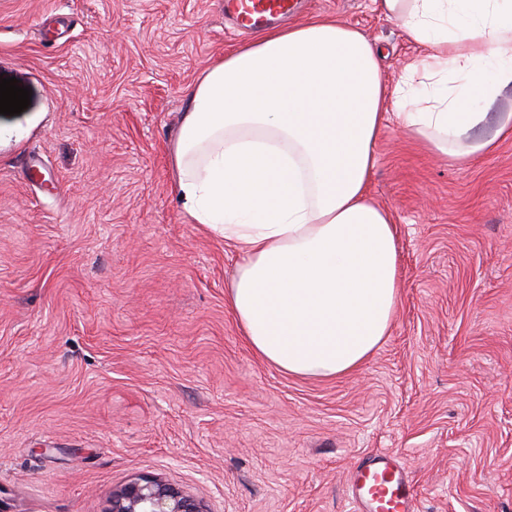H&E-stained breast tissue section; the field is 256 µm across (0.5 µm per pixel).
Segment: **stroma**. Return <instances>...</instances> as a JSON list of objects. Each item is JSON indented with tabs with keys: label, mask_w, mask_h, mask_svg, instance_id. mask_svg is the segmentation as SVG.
<instances>
[{
	"label": "stroma",
	"mask_w": 512,
	"mask_h": 512,
	"mask_svg": "<svg viewBox=\"0 0 512 512\" xmlns=\"http://www.w3.org/2000/svg\"><path fill=\"white\" fill-rule=\"evenodd\" d=\"M382 50L424 47L371 0H309ZM244 39L224 0H0V512H107L162 478L211 512H354L394 453L415 512H512V140L466 166L387 123L372 201L397 229L399 304L369 358L293 376L226 299L238 248L193 223L169 147L199 74Z\"/></svg>",
	"instance_id": "1"
}]
</instances>
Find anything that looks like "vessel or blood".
I'll use <instances>...</instances> for the list:
<instances>
[{
  "label": "vessel or blood",
  "mask_w": 512,
  "mask_h": 512,
  "mask_svg": "<svg viewBox=\"0 0 512 512\" xmlns=\"http://www.w3.org/2000/svg\"><path fill=\"white\" fill-rule=\"evenodd\" d=\"M300 8L299 0H224L225 16L242 32L294 16ZM348 487L362 512H414L412 481L396 455L358 463L349 473Z\"/></svg>",
  "instance_id": "vessel-or-blood-1"
}]
</instances>
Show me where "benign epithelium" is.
Segmentation results:
<instances>
[{
	"label": "benign epithelium",
	"instance_id": "7a95c632",
	"mask_svg": "<svg viewBox=\"0 0 512 512\" xmlns=\"http://www.w3.org/2000/svg\"><path fill=\"white\" fill-rule=\"evenodd\" d=\"M107 512H209L181 488L153 476H138L112 490Z\"/></svg>",
	"mask_w": 512,
	"mask_h": 512
}]
</instances>
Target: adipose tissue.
Returning <instances> with one entry per match:
<instances>
[{
  "instance_id": "adipose-tissue-1",
  "label": "adipose tissue",
  "mask_w": 512,
  "mask_h": 512,
  "mask_svg": "<svg viewBox=\"0 0 512 512\" xmlns=\"http://www.w3.org/2000/svg\"><path fill=\"white\" fill-rule=\"evenodd\" d=\"M428 46L409 109L379 48L331 17L261 31L201 73L171 146L189 216L243 257L227 301L252 350L293 375L334 377L388 336L398 305L396 229L368 194L387 121L464 163L512 138V0H375Z\"/></svg>"
}]
</instances>
